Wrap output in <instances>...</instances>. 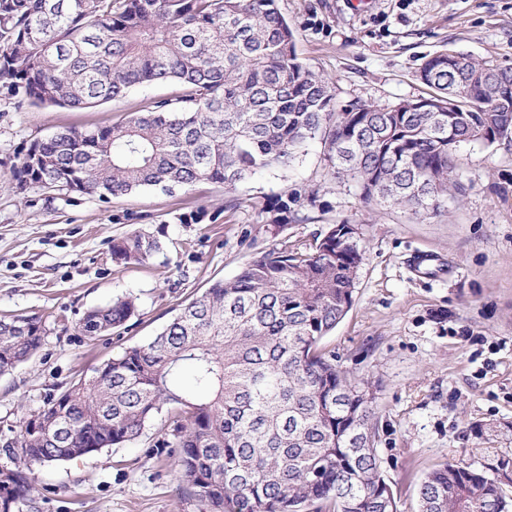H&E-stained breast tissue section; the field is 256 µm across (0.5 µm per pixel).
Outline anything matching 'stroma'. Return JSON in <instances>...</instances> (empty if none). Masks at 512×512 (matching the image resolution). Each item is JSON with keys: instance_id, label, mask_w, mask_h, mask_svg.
I'll list each match as a JSON object with an SVG mask.
<instances>
[{"instance_id": "35a3bbf8", "label": "stroma", "mask_w": 512, "mask_h": 512, "mask_svg": "<svg viewBox=\"0 0 512 512\" xmlns=\"http://www.w3.org/2000/svg\"><path fill=\"white\" fill-rule=\"evenodd\" d=\"M295 30L300 60L336 86L338 103L381 105L426 95L419 72L452 50L512 69V0H279ZM178 85L132 89L126 98L72 109L14 110L0 101V317H39L35 356L0 376V432L19 431L50 394L124 350L147 344L181 305L229 279L259 251L311 245L346 220L359 229L366 260L354 302L322 342L351 376L376 391L378 455L400 512H415L430 469L462 456L479 464L478 421H512V140L457 148L464 187L440 216L364 204L351 184L332 180L319 142L286 171L265 170L233 189L200 181L166 193L146 188L102 203L78 194L18 193L12 170L23 148L65 126L121 121L147 98ZM316 191L314 206L292 207L277 224L260 204L292 190ZM205 206L201 224L178 214ZM125 211L151 214L142 230L161 249L140 265L113 264V239L134 232L113 223ZM428 252L438 267L415 274ZM131 298L135 312L112 335L77 328L90 308ZM164 415L140 437L35 469L39 512H207L149 450Z\"/></svg>"}]
</instances>
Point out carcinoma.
I'll use <instances>...</instances> for the list:
<instances>
[{
    "label": "carcinoma",
    "mask_w": 512,
    "mask_h": 512,
    "mask_svg": "<svg viewBox=\"0 0 512 512\" xmlns=\"http://www.w3.org/2000/svg\"><path fill=\"white\" fill-rule=\"evenodd\" d=\"M432 104L404 111L353 99L298 58L277 0H0V99L88 108L138 86L178 83L111 126L67 127L32 142L16 188L78 193L107 203L149 187L200 181L232 188L263 169L286 170L319 140L331 175L366 202L441 214L462 144L512 138V70L470 57L425 64ZM460 111L450 112L447 100ZM269 207L287 221L288 204ZM161 249L135 231L112 243L118 265ZM364 252L347 222L312 249L259 251L214 282L146 345L49 396L19 433L0 438V512L33 507L34 470L138 438L167 412L172 466L209 512H399L377 452L375 396L321 343L353 305ZM134 314L128 299L87 310L95 339ZM43 327L0 319V374L31 358ZM486 444L475 467L453 459L428 471L416 512H512V422L473 425Z\"/></svg>",
    "instance_id": "obj_1"
}]
</instances>
